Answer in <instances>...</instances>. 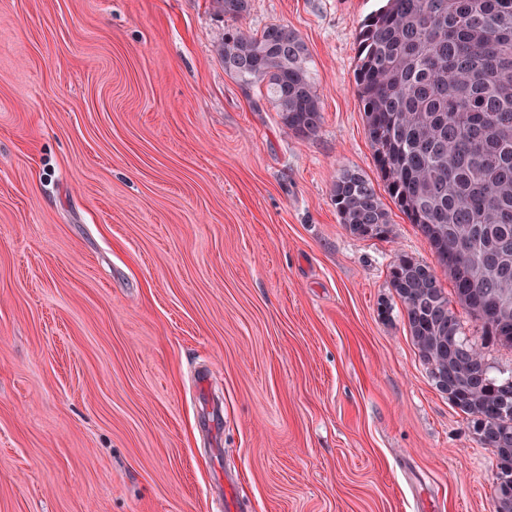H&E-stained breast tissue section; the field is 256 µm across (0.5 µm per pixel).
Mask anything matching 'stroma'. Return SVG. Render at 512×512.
<instances>
[{"label":"stroma","mask_w":512,"mask_h":512,"mask_svg":"<svg viewBox=\"0 0 512 512\" xmlns=\"http://www.w3.org/2000/svg\"><path fill=\"white\" fill-rule=\"evenodd\" d=\"M378 6L250 0L243 30L307 47L304 139L225 73L210 0H0V512H213L224 483L242 512H495L496 460L389 285L435 256L356 93ZM346 171L387 237L341 224ZM336 212L346 229L361 239L382 238L389 232V213L373 184L362 175L342 173L331 190Z\"/></svg>","instance_id":"35a3bbf8"}]
</instances>
